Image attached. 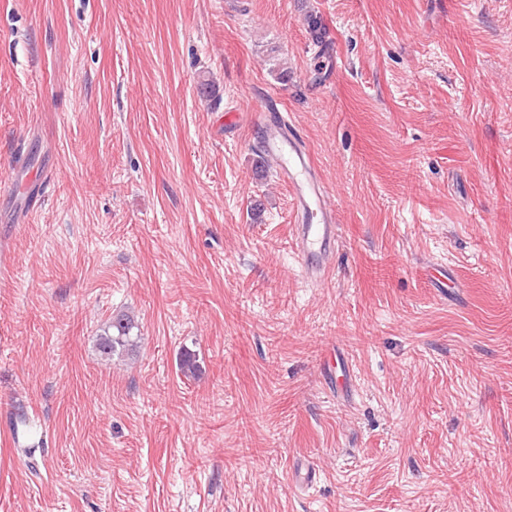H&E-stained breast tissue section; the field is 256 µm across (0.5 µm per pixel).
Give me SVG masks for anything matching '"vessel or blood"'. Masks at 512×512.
I'll list each match as a JSON object with an SVG mask.
<instances>
[{"mask_svg":"<svg viewBox=\"0 0 512 512\" xmlns=\"http://www.w3.org/2000/svg\"><path fill=\"white\" fill-rule=\"evenodd\" d=\"M253 111L264 152L277 159L279 176L292 191L297 219L293 233L304 271L310 276L321 275L339 230L326 201V188L299 133L273 114L267 104H257Z\"/></svg>","mask_w":512,"mask_h":512,"instance_id":"1","label":"vessel or blood"}]
</instances>
